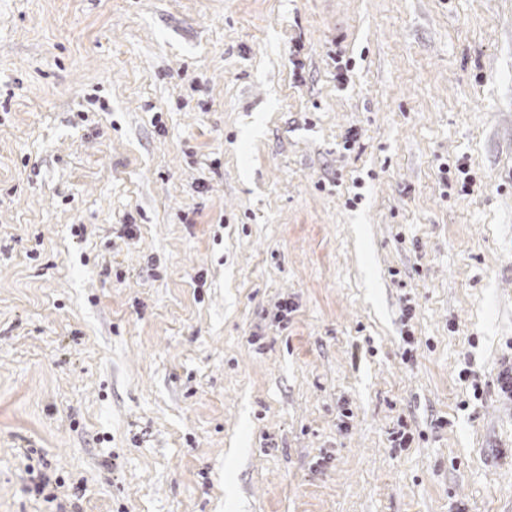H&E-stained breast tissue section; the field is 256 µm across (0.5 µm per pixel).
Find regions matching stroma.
<instances>
[{
	"label": "stroma",
	"mask_w": 512,
	"mask_h": 512,
	"mask_svg": "<svg viewBox=\"0 0 512 512\" xmlns=\"http://www.w3.org/2000/svg\"><path fill=\"white\" fill-rule=\"evenodd\" d=\"M508 358L512 0H0V512H512Z\"/></svg>",
	"instance_id": "obj_1"
}]
</instances>
